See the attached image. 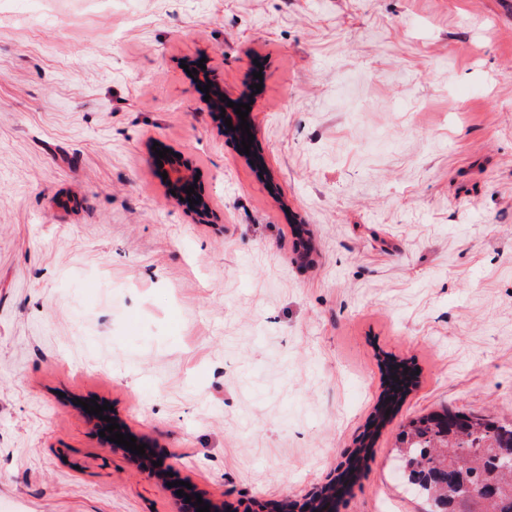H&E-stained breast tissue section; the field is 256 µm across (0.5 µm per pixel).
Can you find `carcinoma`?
<instances>
[{
    "label": "carcinoma",
    "instance_id": "cac0c4a2",
    "mask_svg": "<svg viewBox=\"0 0 512 512\" xmlns=\"http://www.w3.org/2000/svg\"><path fill=\"white\" fill-rule=\"evenodd\" d=\"M406 393L388 390L377 404L368 433L348 461L355 475L375 435L395 414ZM403 477L425 503L424 512H512V422L469 416L444 408L410 419L395 437Z\"/></svg>",
    "mask_w": 512,
    "mask_h": 512
}]
</instances>
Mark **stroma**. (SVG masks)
I'll return each mask as SVG.
<instances>
[{"label":"stroma","mask_w":512,"mask_h":512,"mask_svg":"<svg viewBox=\"0 0 512 512\" xmlns=\"http://www.w3.org/2000/svg\"><path fill=\"white\" fill-rule=\"evenodd\" d=\"M55 26L34 29L36 9ZM0 18V512H175L78 399L244 512L363 438L387 360L417 384L337 512H423L395 436L512 418V0H11ZM228 99L262 72L255 148ZM191 158L213 216L169 194ZM303 225L297 237L294 225ZM171 479V480H172ZM192 168L190 161L184 156L180 155V158L175 157V163L172 166H169L168 170V180L172 186V189L175 191L174 198L177 201H182L184 205L196 215L197 219L200 222H205L209 220V217L212 215L211 208L209 204L207 208L204 209L202 207H197L194 205V209L190 208V203L185 204L184 196H185V187L193 186L195 182V178L188 177L187 171Z\"/></svg>","instance_id":"obj_1"}]
</instances>
